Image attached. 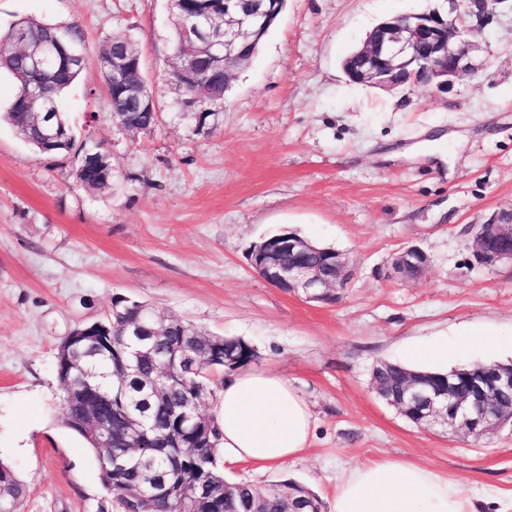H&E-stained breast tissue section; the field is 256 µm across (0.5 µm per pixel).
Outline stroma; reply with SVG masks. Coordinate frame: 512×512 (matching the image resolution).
I'll use <instances>...</instances> for the list:
<instances>
[{"label": "stroma", "instance_id": "stroma-1", "mask_svg": "<svg viewBox=\"0 0 512 512\" xmlns=\"http://www.w3.org/2000/svg\"><path fill=\"white\" fill-rule=\"evenodd\" d=\"M432 0H286L257 56L205 123L168 80L167 0H0V29L74 22L90 51L132 36L159 107L149 132L120 130L100 70L58 99L78 141L111 152L112 188L77 186V159L29 146L0 123V462L25 486L19 512H121L83 440L61 423L55 354L114 296L245 340L252 365L291 381L315 428L308 451L224 476L269 490L286 480L327 499L347 467L393 457L477 491L484 512L512 493V427L480 438L423 430L371 385L382 361L448 345L447 368L512 363V264L472 257L470 225L512 208V9L469 39L487 64L453 89L350 82L344 56L391 16ZM288 228L342 251L355 270L332 304L269 284L248 253ZM408 245L425 276L388 277ZM479 344L457 351L466 335Z\"/></svg>", "mask_w": 512, "mask_h": 512}]
</instances>
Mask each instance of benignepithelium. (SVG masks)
<instances>
[{
	"mask_svg": "<svg viewBox=\"0 0 512 512\" xmlns=\"http://www.w3.org/2000/svg\"><path fill=\"white\" fill-rule=\"evenodd\" d=\"M504 0H439V4L422 12L393 17L380 25L382 34L367 36L362 53L363 68L347 73L357 83L372 87L411 89L426 85L441 92L450 91L464 74L484 75L487 66L476 60L477 46L466 39L472 28L488 16L489 2ZM204 10L192 11L186 0H168L182 32L175 57L177 85L187 91L208 83L221 72L229 83L232 68L240 67L254 53L256 41L263 37L283 0H273L255 14L237 15L236 0H207ZM56 53L86 57L64 49L58 38L30 53L31 70L28 83L31 93L24 97L26 111L49 97L50 87L41 79L46 55ZM127 56L112 58V85L126 87ZM473 239V256L482 265L512 263V210L492 214L478 225ZM310 248L292 231L283 232L264 248L251 252L250 261L271 285L303 294L319 303H333L339 291L351 282L355 270L345 254L335 250L325 264L336 270L335 278L325 276L315 266L291 262L298 252ZM429 266L427 253L418 246H407L393 258L390 275L399 279L421 277ZM376 393L402 413L412 411L418 427L426 430L445 428L454 434H490L506 425L512 426V403L499 402L504 394H512V364L493 363L479 369L448 372L447 380L436 382L417 373L409 376L405 388L390 394L374 384ZM202 488L192 473L183 476L177 489L161 488L148 497L153 512H173L166 508L174 499L193 495Z\"/></svg>",
	"mask_w": 512,
	"mask_h": 512,
	"instance_id": "1",
	"label": "benign epithelium"
}]
</instances>
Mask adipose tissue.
Returning <instances> with one entry per match:
<instances>
[{
  "mask_svg": "<svg viewBox=\"0 0 512 512\" xmlns=\"http://www.w3.org/2000/svg\"><path fill=\"white\" fill-rule=\"evenodd\" d=\"M214 411L226 460L274 467L300 457L314 426L298 389L281 375L245 368L227 377ZM478 494L435 469L385 458L346 470L332 512H478Z\"/></svg>",
  "mask_w": 512,
  "mask_h": 512,
  "instance_id": "obj_1",
  "label": "adipose tissue"
}]
</instances>
